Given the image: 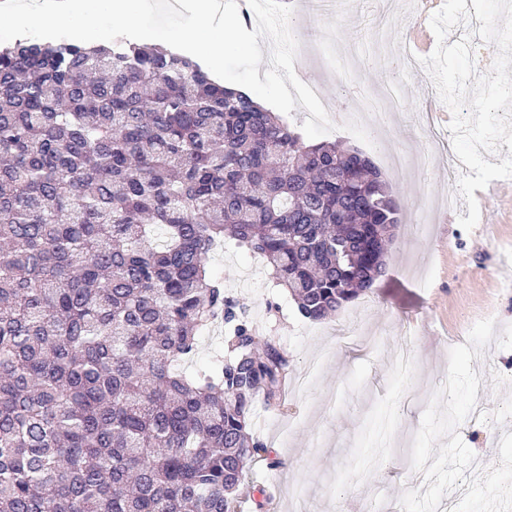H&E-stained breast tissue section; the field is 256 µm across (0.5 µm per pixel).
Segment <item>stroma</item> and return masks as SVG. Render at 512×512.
Segmentation results:
<instances>
[{
	"mask_svg": "<svg viewBox=\"0 0 512 512\" xmlns=\"http://www.w3.org/2000/svg\"><path fill=\"white\" fill-rule=\"evenodd\" d=\"M438 8L437 0H337L302 23L314 51L294 68L323 83L342 124L354 87L376 95L398 85V111L385 128L368 127L369 142L342 126L321 137L369 157L400 209L373 288L311 322L260 255L229 240L209 254L211 274L245 307L258 339L274 340L289 360L282 405L258 404L252 416L267 452L249 462L236 512H401L400 496L417 486L413 438L446 379L449 351L484 318L494 319L496 339L471 366L488 414L458 432L476 456L494 461L502 434L512 433V179L475 190L479 221L464 230L466 202L453 211L441 204L454 150L434 151L422 130L423 121L441 129L451 120L427 71L410 58L353 69L336 59L340 43L371 55L379 21L388 41L408 43ZM274 457L280 466H271Z\"/></svg>",
	"mask_w": 512,
	"mask_h": 512,
	"instance_id": "1",
	"label": "stroma"
}]
</instances>
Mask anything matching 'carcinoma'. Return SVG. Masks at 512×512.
Segmentation results:
<instances>
[{
	"mask_svg": "<svg viewBox=\"0 0 512 512\" xmlns=\"http://www.w3.org/2000/svg\"><path fill=\"white\" fill-rule=\"evenodd\" d=\"M396 224L367 156L305 144L185 55L0 50V512H232L288 357L209 252L261 255L321 321L373 287ZM217 321L223 358L186 374Z\"/></svg>",
	"mask_w": 512,
	"mask_h": 512,
	"instance_id": "obj_1",
	"label": "carcinoma"
}]
</instances>
